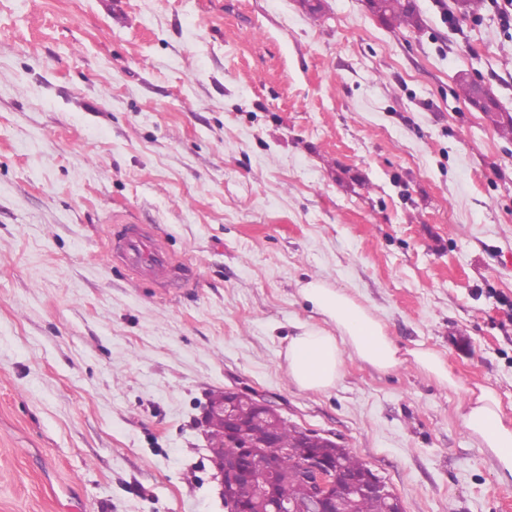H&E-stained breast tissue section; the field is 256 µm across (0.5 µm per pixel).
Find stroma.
I'll return each mask as SVG.
<instances>
[{
  "label": "stroma",
  "mask_w": 512,
  "mask_h": 512,
  "mask_svg": "<svg viewBox=\"0 0 512 512\" xmlns=\"http://www.w3.org/2000/svg\"><path fill=\"white\" fill-rule=\"evenodd\" d=\"M0 0V512H226L198 425L247 386L330 436L404 512H512L463 428L493 388L512 425V27L415 0ZM144 224L192 275L113 255ZM347 289L413 360H346L298 389L283 354ZM384 9L376 15L384 24L390 27L401 25L419 26V18L415 12L412 0H383ZM408 354L423 371L436 377L449 389L456 390L460 387L459 381L448 371L443 359L434 351L420 349L408 351Z\"/></svg>",
  "instance_id": "stroma-1"
}]
</instances>
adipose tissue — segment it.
I'll return each mask as SVG.
<instances>
[{"instance_id": "ef3b65f1", "label": "adipose tissue", "mask_w": 512, "mask_h": 512, "mask_svg": "<svg viewBox=\"0 0 512 512\" xmlns=\"http://www.w3.org/2000/svg\"><path fill=\"white\" fill-rule=\"evenodd\" d=\"M299 293L330 324L326 330L302 329L288 343L286 373L299 389L321 392L335 387L349 357L384 372L402 364L400 349L385 324L345 289L313 279ZM463 425L496 459L500 478L512 479V427L504 423L493 389H482L467 402Z\"/></svg>"}]
</instances>
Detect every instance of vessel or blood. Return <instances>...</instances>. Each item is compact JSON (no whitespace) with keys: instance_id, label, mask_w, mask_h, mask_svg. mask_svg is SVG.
<instances>
[{"instance_id":"b4317fda","label":"vessel or blood","mask_w":512,"mask_h":512,"mask_svg":"<svg viewBox=\"0 0 512 512\" xmlns=\"http://www.w3.org/2000/svg\"><path fill=\"white\" fill-rule=\"evenodd\" d=\"M108 236L120 260L134 275L165 281L181 270L165 241L155 237L148 226L113 224Z\"/></svg>"}]
</instances>
